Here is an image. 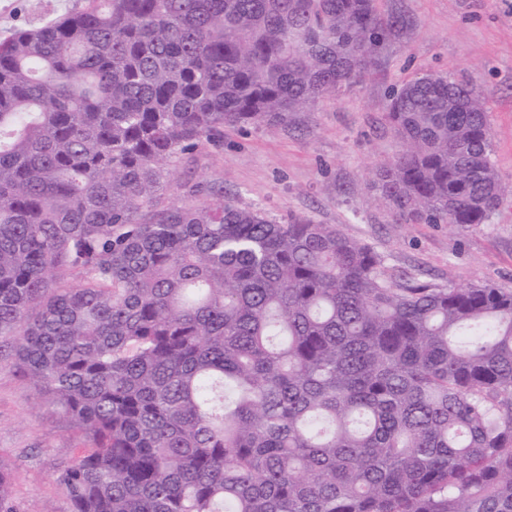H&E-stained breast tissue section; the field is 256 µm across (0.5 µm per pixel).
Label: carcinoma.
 Wrapping results in <instances>:
<instances>
[{"label": "carcinoma", "instance_id": "carcinoma-1", "mask_svg": "<svg viewBox=\"0 0 512 512\" xmlns=\"http://www.w3.org/2000/svg\"><path fill=\"white\" fill-rule=\"evenodd\" d=\"M378 0H82L0 38V356L84 441L71 512H512V290L390 279L329 224L190 191L187 151L357 83ZM395 224H486L489 108L390 98ZM0 512H16L0 465Z\"/></svg>", "mask_w": 512, "mask_h": 512}]
</instances>
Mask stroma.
<instances>
[{
  "mask_svg": "<svg viewBox=\"0 0 512 512\" xmlns=\"http://www.w3.org/2000/svg\"><path fill=\"white\" fill-rule=\"evenodd\" d=\"M75 4L0 0V38L22 21H47ZM379 8L402 15L407 26L358 84L285 127L225 128L219 141L182 156L162 203L174 206L197 186L203 202L223 196L282 224L307 217L337 226L382 253L390 276L512 289V0H379ZM423 72L469 79L490 107L494 161L507 193L488 223L395 224L374 188L377 168L399 149L385 121L390 91ZM80 445L33 385L10 362L0 363V465L10 471L17 512H68L54 473Z\"/></svg>",
  "mask_w": 512,
  "mask_h": 512,
  "instance_id": "1",
  "label": "stroma"
}]
</instances>
